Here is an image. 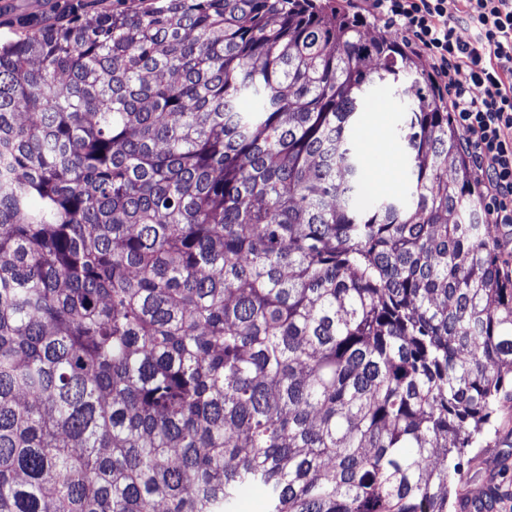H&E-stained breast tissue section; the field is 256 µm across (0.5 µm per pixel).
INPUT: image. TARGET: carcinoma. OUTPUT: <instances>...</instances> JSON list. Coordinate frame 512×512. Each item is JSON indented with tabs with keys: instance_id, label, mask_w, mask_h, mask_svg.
<instances>
[{
	"instance_id": "1",
	"label": "carcinoma",
	"mask_w": 512,
	"mask_h": 512,
	"mask_svg": "<svg viewBox=\"0 0 512 512\" xmlns=\"http://www.w3.org/2000/svg\"><path fill=\"white\" fill-rule=\"evenodd\" d=\"M140 2L0 44V512H497L512 250L433 76L328 0ZM378 100H382L386 108L380 109L381 112H369L362 117L359 137L360 142L363 145L366 141V137L371 131H376L380 139L382 140L383 147L388 154L393 158V168L388 171V182L381 191L383 186L382 176L378 171L370 169L368 171V188L362 196L364 203H373L378 197H382L388 194L390 191L397 188H402L406 180L404 174L403 162V143H401L395 133V128L398 123L401 122L403 113L395 112V98L390 94H383ZM495 426L501 430V441L495 447L483 448L482 454L476 462L480 463V466L478 469H472L471 475L478 474L484 477L489 473L497 472L500 463L504 461L509 466L511 465L508 475L512 476V437L510 433L507 435L508 429H511L510 432L512 431V401L506 413L499 412ZM266 492L259 486H246L239 492L235 512H265Z\"/></svg>"
}]
</instances>
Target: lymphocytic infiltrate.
<instances>
[{
  "instance_id": "lymphocytic-infiltrate-1",
  "label": "lymphocytic infiltrate",
  "mask_w": 512,
  "mask_h": 512,
  "mask_svg": "<svg viewBox=\"0 0 512 512\" xmlns=\"http://www.w3.org/2000/svg\"><path fill=\"white\" fill-rule=\"evenodd\" d=\"M356 7L409 31L431 58L493 200L486 219L512 232V0H356ZM465 22L478 26L475 39L459 37Z\"/></svg>"
}]
</instances>
